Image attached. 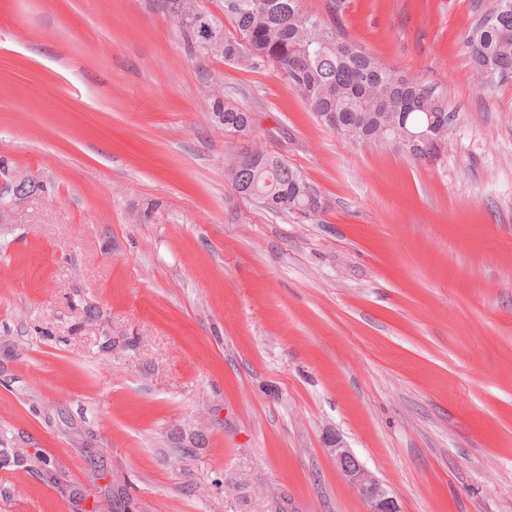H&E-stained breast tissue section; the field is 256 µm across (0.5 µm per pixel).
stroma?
Here are the masks:
<instances>
[{
    "label": "stroma",
    "instance_id": "stroma-1",
    "mask_svg": "<svg viewBox=\"0 0 512 512\" xmlns=\"http://www.w3.org/2000/svg\"><path fill=\"white\" fill-rule=\"evenodd\" d=\"M473 3L301 0L447 94L424 163L149 0H0V160L42 186L0 233V512H367L336 439L403 512H512V75ZM216 92L315 217L237 193Z\"/></svg>",
    "mask_w": 512,
    "mask_h": 512
}]
</instances>
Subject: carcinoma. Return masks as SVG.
I'll return each instance as SVG.
<instances>
[{
  "label": "carcinoma",
  "mask_w": 512,
  "mask_h": 512,
  "mask_svg": "<svg viewBox=\"0 0 512 512\" xmlns=\"http://www.w3.org/2000/svg\"><path fill=\"white\" fill-rule=\"evenodd\" d=\"M470 31L467 48L475 68L512 74V0H495ZM157 11L176 18L187 41L229 63L253 68L268 62L282 70L322 121L332 116L337 134L355 142L394 141L414 161L430 162L424 132L448 140V98L421 79L383 65L334 24L305 13L299 0H224V15L237 37L224 35V24L201 11L196 0H152ZM213 112L227 131L250 134L252 113L222 101ZM226 175L237 192L266 209L300 214L324 208L315 187L297 170L267 152L230 158Z\"/></svg>",
  "instance_id": "1"
}]
</instances>
